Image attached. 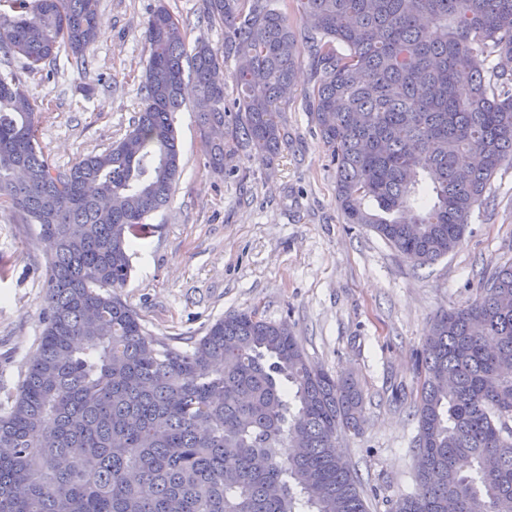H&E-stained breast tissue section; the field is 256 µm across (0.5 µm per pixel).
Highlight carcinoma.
<instances>
[{
    "label": "carcinoma",
    "mask_w": 512,
    "mask_h": 512,
    "mask_svg": "<svg viewBox=\"0 0 512 512\" xmlns=\"http://www.w3.org/2000/svg\"><path fill=\"white\" fill-rule=\"evenodd\" d=\"M317 78L309 112L336 167L344 223L429 265L462 242L491 180L512 164V0H297ZM224 49L162 5L148 17L146 103L102 153L61 171L36 106L0 74V200L53 245L45 328L16 394L0 401V512H368L338 455L362 429L350 376L313 366L286 323L249 310L190 348L145 331L119 293L132 239L182 169L172 114L191 81L206 163L271 159L288 138L283 90L300 57L288 4L205 0ZM100 0H11L0 49L39 69L65 47L85 64ZM234 57L233 110L210 74ZM463 153L481 156L462 166ZM432 184L422 181V173ZM416 488L392 512H512V262L444 311L419 352Z\"/></svg>",
    "instance_id": "1"
}]
</instances>
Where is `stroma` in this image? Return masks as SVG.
Returning <instances> with one entry per match:
<instances>
[{"label":"stroma","mask_w":512,"mask_h":512,"mask_svg":"<svg viewBox=\"0 0 512 512\" xmlns=\"http://www.w3.org/2000/svg\"><path fill=\"white\" fill-rule=\"evenodd\" d=\"M223 47V23L203 20V0H101L103 28L88 63L67 50L39 71L0 52L35 102L38 140L53 164L121 139L145 103L149 46L142 26L158 6ZM310 60L281 112L288 141L272 161L245 156L227 173L205 164L197 119L174 114L183 170L170 204L152 214L131 251L121 296L155 338L181 349L215 320L257 310L291 326L311 362L352 374L364 396L361 433L338 438L368 512H391L415 489L420 378L416 352L430 322L477 295L484 275L512 260V165L495 175L489 204L474 209L461 244L437 263L414 265L362 224L344 223L336 169L307 110ZM50 248L35 225L0 206V397L16 393L44 330Z\"/></svg>","instance_id":"35a3bbf8"}]
</instances>
